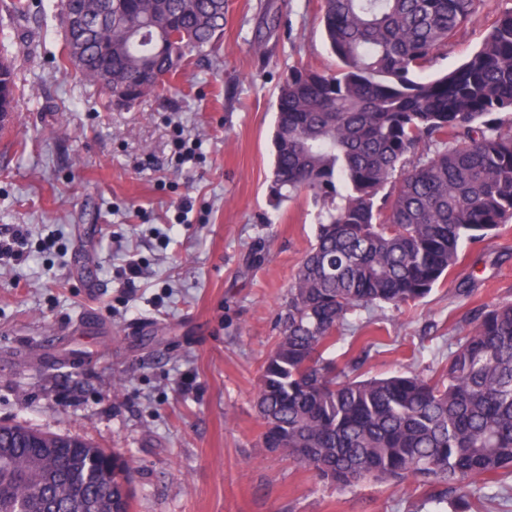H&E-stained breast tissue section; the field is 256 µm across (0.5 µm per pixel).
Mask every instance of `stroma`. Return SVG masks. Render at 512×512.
Here are the masks:
<instances>
[{"label": "stroma", "mask_w": 512, "mask_h": 512, "mask_svg": "<svg viewBox=\"0 0 512 512\" xmlns=\"http://www.w3.org/2000/svg\"><path fill=\"white\" fill-rule=\"evenodd\" d=\"M30 5V23L0 11V56L18 87L0 137V233H30L28 260L0 266V426L128 460L133 512H456L412 482L343 489L256 446L261 366L319 211L305 194L270 200L276 97L293 67L337 69L321 0H226L216 52L191 58L163 96L125 107L57 68L58 0ZM511 8L481 0L427 76L460 65ZM180 137L197 144L191 161ZM130 259L142 268L132 283ZM83 265L101 284L92 299ZM506 301L512 222L463 244L424 299L355 313L356 334L338 333L328 355L358 360L364 376L429 379L456 327Z\"/></svg>", "instance_id": "35a3bbf8"}]
</instances>
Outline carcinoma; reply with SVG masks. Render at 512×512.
Listing matches in <instances>:
<instances>
[{
	"instance_id": "1",
	"label": "carcinoma",
	"mask_w": 512,
	"mask_h": 512,
	"mask_svg": "<svg viewBox=\"0 0 512 512\" xmlns=\"http://www.w3.org/2000/svg\"><path fill=\"white\" fill-rule=\"evenodd\" d=\"M480 0H322L334 73L294 67L279 87L269 193L321 206L316 244L289 286L284 332L260 379L258 447L322 478L417 480L438 503L474 508L488 484L511 490L512 302L462 326L435 380L361 379L358 363L324 354L349 316L425 298L464 243L512 218V10L459 67L421 73ZM62 21L106 11L84 51L70 40L58 67L132 104L166 89L192 54L224 35V0H58ZM150 39H123L127 26ZM11 61L0 57V129L15 111ZM430 155L410 161L416 145ZM93 444L0 426V512H130L129 464Z\"/></svg>"
}]
</instances>
